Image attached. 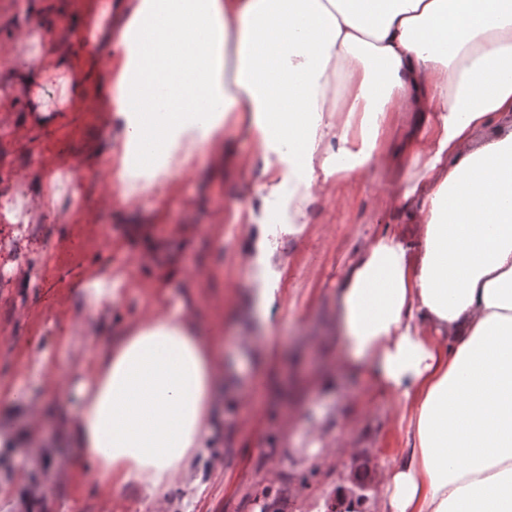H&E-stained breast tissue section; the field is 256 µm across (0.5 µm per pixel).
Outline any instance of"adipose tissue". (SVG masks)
<instances>
[{
  "label": "adipose tissue",
  "instance_id": "adipose-tissue-1",
  "mask_svg": "<svg viewBox=\"0 0 512 512\" xmlns=\"http://www.w3.org/2000/svg\"><path fill=\"white\" fill-rule=\"evenodd\" d=\"M99 80L85 43L6 55L32 112L95 89L117 131L89 170L120 202L171 196L222 154L238 114L258 195L289 231L327 190L384 166L410 117V173L389 193L412 237H375L336 288L347 356L404 406L380 512H512V0H114ZM490 131L484 143L475 136ZM64 433L112 490L189 483L224 387L220 345L168 316L73 369Z\"/></svg>",
  "mask_w": 512,
  "mask_h": 512
}]
</instances>
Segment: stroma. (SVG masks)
<instances>
[{
  "mask_svg": "<svg viewBox=\"0 0 512 512\" xmlns=\"http://www.w3.org/2000/svg\"><path fill=\"white\" fill-rule=\"evenodd\" d=\"M108 0H0V54L20 33L65 49L77 31L108 26ZM25 88L0 69V181L25 185L36 198L63 168L89 178L83 161L105 149L112 130L94 93L70 101L64 117L41 119L23 106ZM409 118L391 120L390 167L355 177L340 195L319 197L297 233L284 224H237L234 209L260 210L257 170L203 163L180 178L167 202H112L102 186L78 201L61 199L62 216L17 234L19 259L0 286V428L39 431L44 445L0 447V476L10 479L0 512H324L326 501L353 490L351 459L366 462L362 512H378L383 465L405 443L403 406L368 372H349L336 334V288L342 270L382 223L381 187L407 173L402 151ZM275 249L263 262L260 242ZM119 279L122 300L108 313L88 306L76 288L86 267ZM275 290L269 326L253 308L256 288ZM195 322L224 342L226 385L198 486L173 487L162 502L117 493L95 479L76 449L59 445L53 419L77 412L65 372L33 371L36 348L62 364L85 366L125 329L157 316ZM22 386L30 410L6 389ZM322 440V462L310 460Z\"/></svg>",
  "mask_w": 512,
  "mask_h": 512,
  "instance_id": "1",
  "label": "stroma"
}]
</instances>
